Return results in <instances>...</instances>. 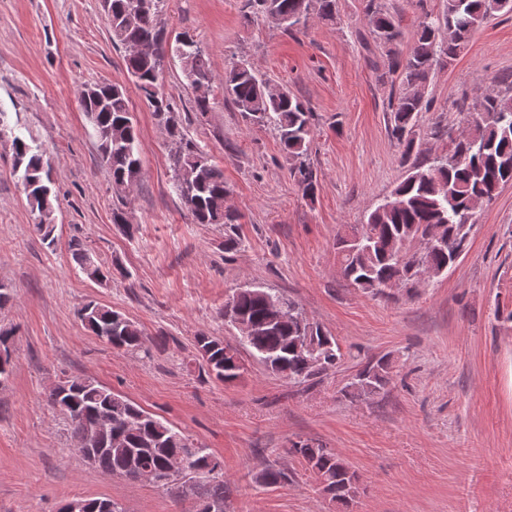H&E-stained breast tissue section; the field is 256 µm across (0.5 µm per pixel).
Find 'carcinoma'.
Masks as SVG:
<instances>
[{
	"instance_id": "cac0c4a2",
	"label": "carcinoma",
	"mask_w": 512,
	"mask_h": 512,
	"mask_svg": "<svg viewBox=\"0 0 512 512\" xmlns=\"http://www.w3.org/2000/svg\"><path fill=\"white\" fill-rule=\"evenodd\" d=\"M139 0H111L106 16L112 42L130 50L146 46L150 51L124 57L127 72L152 108L159 124L179 139L180 151L173 155V188L197 224L224 226L225 249L242 244L237 233L239 215L226 208L229 190L224 173L213 164L198 144L185 137L177 120L178 111L165 95L155 96V75L163 59L166 42L157 21L160 0H149L141 9ZM256 13L265 16L285 33L294 31L288 17L317 15L324 21L336 19V0H249ZM512 13V0H445L442 13L422 10L410 39L409 50L401 55L403 31L393 14L380 0H364V13L370 36L388 57L387 70L379 79L397 85L388 102L392 135L402 146V157L409 159L419 148L417 117L429 110L426 89L436 68L456 59L467 42L488 17ZM189 37L182 36L170 46L181 58L183 70L213 83L207 55L191 49ZM506 91L487 94L467 113L468 131L450 137L448 152L428 163L414 162L407 176L376 206L361 224H353L336 235V251L342 275L365 293L381 294L389 287L413 288L418 275L428 270L439 277L454 265V258L469 249L475 222L476 203L491 201L502 185L512 181V81L504 77ZM224 94L248 126L272 127L280 150L291 165V174L303 195L315 194L317 179L309 162L313 140L312 113L291 92L277 94L271 84L246 62L224 71ZM80 102L94 129L98 150L112 187L134 185L140 180L139 132L124 88L107 81L87 84L80 90ZM14 169L21 172L27 203L36 217L34 231L49 245L56 240L51 223L54 210L52 167L38 147L19 136L12 139ZM438 229L444 245L429 246L409 256L401 253L404 240ZM72 259L88 275L107 278L112 270L97 263L80 243L71 246ZM288 310V321L269 328L273 305ZM81 320L112 348L126 352L146 351L147 336L123 314L89 303L80 310ZM224 319L233 323L248 321L256 330L239 346L215 336L195 337V347L207 373L230 383L244 369L240 349L277 374L298 384L310 382L319 374L309 365L312 357L336 366L344 357L340 345L322 326L310 320L299 305L286 295L263 286L243 288L224 307ZM390 361L380 358L367 363L343 392L367 400L378 394L390 380ZM66 400L72 438L82 440L86 430L99 417L112 418V430L127 443L124 452L103 451L96 467L124 476L129 469L161 470L168 460L182 451L190 439L182 432L146 412L128 398L89 378L73 377L48 391L47 402L55 407ZM288 453L300 457L319 484H326L331 500L349 506L345 491L350 466L335 451L317 440L298 441ZM287 478L278 468L266 467L256 479L276 486Z\"/></svg>"
}]
</instances>
